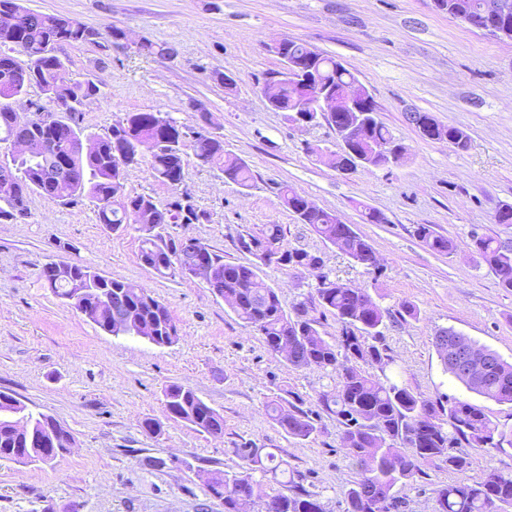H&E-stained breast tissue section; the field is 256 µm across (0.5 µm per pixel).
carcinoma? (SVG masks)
Returning <instances> with one entry per match:
<instances>
[{
	"label": "carcinoma",
	"instance_id": "carcinoma-1",
	"mask_svg": "<svg viewBox=\"0 0 512 512\" xmlns=\"http://www.w3.org/2000/svg\"><path fill=\"white\" fill-rule=\"evenodd\" d=\"M480 0H443L448 14L469 18ZM102 38L98 28L63 14L37 13L20 0H0V142L26 141L31 151L0 160V222L29 216L31 196L38 194L64 205L87 200L95 205L100 223L114 232L131 224L142 232L140 259L162 277L200 278L220 295L244 326L263 339L267 350L277 355L281 346L296 368L317 367L336 374L334 386L318 393V409L342 427L341 449L348 459L351 479L341 493L344 512H401L402 501L395 488L415 480L422 465L439 460L458 474L455 481L434 490L433 512H512V474L490 473L480 480L466 476L468 454L460 447L512 448V429L493 421L485 410L459 398L433 400L414 392L388 375L395 359L382 344L385 310L362 288L336 281L326 272L319 275L310 303L300 302L293 311L282 306L279 294L259 275V265L284 270L307 268L321 256L284 244L283 229L265 224L238 238V249L251 255L245 262H226L224 253L195 238H173L172 224H205L209 214L195 202L184 199L179 185L188 174L184 159L191 142L198 160L219 166L224 179L242 189L252 187L255 176L246 164L224 146L219 135L188 132L187 126L162 112H128L103 135L95 136L97 147L81 152L76 142L81 111L69 113L70 124L58 116V100L67 98L83 105L100 95L99 83L69 78L66 60L58 50L69 45H95ZM27 57L20 64L13 53ZM298 63L305 58L303 44L288 40L275 51ZM313 84L334 92L349 86L356 76L333 57L317 54L305 63ZM287 83L272 111L297 128L315 126L318 113L298 111L308 94L299 81L281 67L267 72ZM37 88L44 102H35L29 123L21 125L11 100ZM433 135L458 150L468 147L469 137L456 126L435 123ZM395 141L389 128L371 112L365 117L359 148L367 160L374 146ZM150 152L151 176L172 191L169 202L159 207L152 196L131 195L125 187L127 170L141 165ZM279 199L301 224L309 225L325 242L354 262L374 263L371 245L351 225L338 220L332 210L305 211L303 196L293 187H280ZM414 235L430 250L449 254L453 240L430 224L415 226ZM472 250L496 274L499 285L512 290V242L491 235H472ZM44 285L59 298L74 305L101 331L113 336H137L156 346H169L178 338V327L169 308L145 288H132L124 280L104 275L88 266L67 260L45 263L40 270ZM330 313L341 324L339 336L329 341L320 332V317ZM433 345L445 373L467 390L498 403L512 404V363L497 352L477 345L454 330L442 328ZM372 366L375 375L364 369ZM166 418L197 431L217 436L224 433V417L182 384L163 390ZM17 399L0 391V459L15 462L55 460L69 448L73 437L59 426L55 444L43 447V414L26 412L29 438L21 437L10 422ZM270 419L288 436L308 440L319 431L315 412L277 399L266 403ZM239 471H216L208 480V492L224 502V512H247L260 502L259 512H325L319 495L300 482L301 475L288 471V463L275 453L251 445L235 449ZM289 474L279 482L284 490L269 493L266 477Z\"/></svg>",
	"mask_w": 512,
	"mask_h": 512
}]
</instances>
